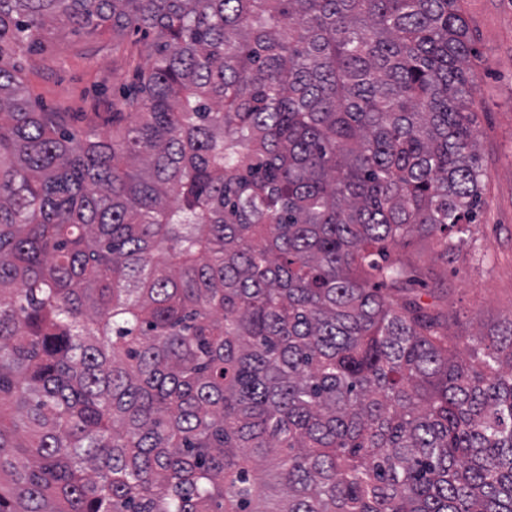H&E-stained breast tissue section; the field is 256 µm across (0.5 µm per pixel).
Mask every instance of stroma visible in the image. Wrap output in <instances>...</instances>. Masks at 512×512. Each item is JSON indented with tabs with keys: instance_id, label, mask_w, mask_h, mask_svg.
Wrapping results in <instances>:
<instances>
[{
	"instance_id": "35a3bbf8",
	"label": "stroma",
	"mask_w": 512,
	"mask_h": 512,
	"mask_svg": "<svg viewBox=\"0 0 512 512\" xmlns=\"http://www.w3.org/2000/svg\"><path fill=\"white\" fill-rule=\"evenodd\" d=\"M474 35L473 110L482 171V204L475 224L441 258L434 238L414 235L390 246L391 255L418 260L428 285L444 283L441 305L448 332L467 337V360L484 353L471 335H491L512 320V0H462ZM33 99L55 112H103L122 87L115 73L121 59L111 28L87 33L59 22L44 46L23 61Z\"/></svg>"
}]
</instances>
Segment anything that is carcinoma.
I'll return each instance as SVG.
<instances>
[{"mask_svg": "<svg viewBox=\"0 0 512 512\" xmlns=\"http://www.w3.org/2000/svg\"><path fill=\"white\" fill-rule=\"evenodd\" d=\"M61 18L132 71L79 126ZM474 57L461 0H0V512H512V320L460 359L388 251L476 221ZM44 44L22 61L32 98L54 112H107L127 77L115 78L121 59L112 47V28L75 32L58 22Z\"/></svg>", "mask_w": 512, "mask_h": 512, "instance_id": "cac0c4a2", "label": "carcinoma"}]
</instances>
